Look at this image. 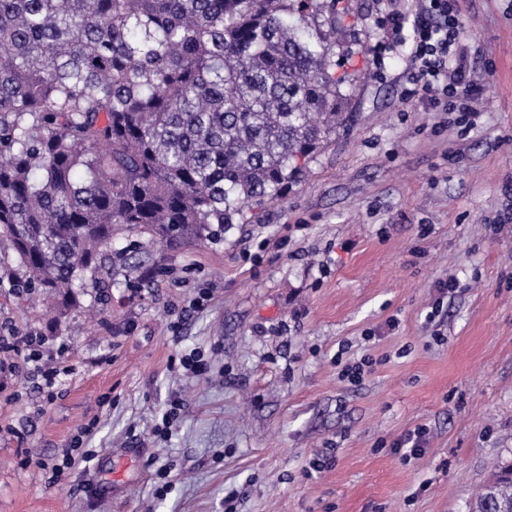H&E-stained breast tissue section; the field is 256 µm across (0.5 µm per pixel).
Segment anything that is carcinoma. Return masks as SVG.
Instances as JSON below:
<instances>
[{"label": "carcinoma", "instance_id": "cac0c4a2", "mask_svg": "<svg viewBox=\"0 0 512 512\" xmlns=\"http://www.w3.org/2000/svg\"><path fill=\"white\" fill-rule=\"evenodd\" d=\"M336 0H0V244L58 296L276 198L346 121ZM472 512H512V464Z\"/></svg>", "mask_w": 512, "mask_h": 512}]
</instances>
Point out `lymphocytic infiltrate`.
<instances>
[{"instance_id": "lymphocytic-infiltrate-1", "label": "lymphocytic infiltrate", "mask_w": 512, "mask_h": 512, "mask_svg": "<svg viewBox=\"0 0 512 512\" xmlns=\"http://www.w3.org/2000/svg\"><path fill=\"white\" fill-rule=\"evenodd\" d=\"M381 24L390 50L406 51L411 84L407 100H419L426 109L452 115L454 122L474 125L480 115L481 87L471 76L461 46L457 0H418L414 12L391 10ZM40 346L34 336H0V355L25 354L34 364V377L50 390L64 369L41 365Z\"/></svg>"}]
</instances>
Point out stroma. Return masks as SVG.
<instances>
[{"label": "stroma", "mask_w": 512, "mask_h": 512, "mask_svg": "<svg viewBox=\"0 0 512 512\" xmlns=\"http://www.w3.org/2000/svg\"><path fill=\"white\" fill-rule=\"evenodd\" d=\"M342 3L350 120L277 199L202 245L119 233L111 286L62 316L0 256V334L44 336L74 369L50 402L0 371V512H224L230 494L235 512H471L512 462V0L459 2L472 128L405 102L403 53L373 73L382 11L414 0ZM195 349L210 369L188 378ZM366 358L361 385L341 379ZM87 423L63 485L24 465ZM418 425L428 443L402 458Z\"/></svg>", "instance_id": "obj_1"}]
</instances>
